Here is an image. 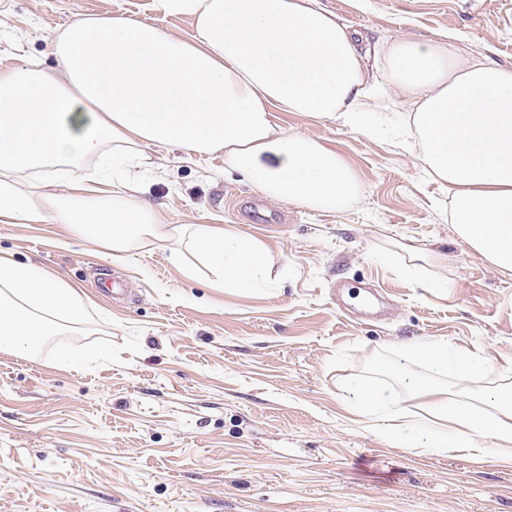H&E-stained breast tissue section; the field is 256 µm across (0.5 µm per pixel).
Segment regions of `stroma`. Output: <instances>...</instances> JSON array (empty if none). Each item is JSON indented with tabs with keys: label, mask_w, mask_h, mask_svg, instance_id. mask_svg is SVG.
<instances>
[{
	"label": "stroma",
	"mask_w": 512,
	"mask_h": 512,
	"mask_svg": "<svg viewBox=\"0 0 512 512\" xmlns=\"http://www.w3.org/2000/svg\"><path fill=\"white\" fill-rule=\"evenodd\" d=\"M369 43H454L512 67V0H319ZM151 0H0V67L56 68L51 36L80 14L134 13ZM332 145L359 188L342 210L272 203L221 156L142 148L143 199L171 224H218L275 257L271 288L245 294L189 279L170 243L121 261L54 219L1 224L0 256L77 288L81 324L37 356L0 353V512H512V463L405 447L351 412L344 386L369 377L416 410L424 399L376 364L416 341L486 356L464 382L492 401L512 382V274L464 244L448 188L390 135L367 137L288 113ZM121 280L127 300L102 284ZM73 362L60 360L61 351Z\"/></svg>",
	"instance_id": "obj_1"
}]
</instances>
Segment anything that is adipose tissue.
I'll use <instances>...</instances> for the list:
<instances>
[{
	"instance_id": "ef3b65f1",
	"label": "adipose tissue",
	"mask_w": 512,
	"mask_h": 512,
	"mask_svg": "<svg viewBox=\"0 0 512 512\" xmlns=\"http://www.w3.org/2000/svg\"><path fill=\"white\" fill-rule=\"evenodd\" d=\"M159 17L193 18L191 37L120 15H80L52 39L58 69L38 61L0 68V223L39 224L55 214L71 236L123 258L159 237L188 277L206 270L213 287L268 288L271 253L254 238L215 224L162 223L131 183L146 144L190 157L220 155L257 194L318 211L346 207L355 169L325 141L286 130L275 112L337 123L373 136L367 106L389 92L407 107L401 145L449 187L459 238L512 273V68L469 57L447 42L389 37L366 66L355 32L318 0H151ZM112 154L109 198L96 196L85 159ZM67 166V190L20 189L22 177ZM83 297L32 263L0 258V351L35 354L65 324L81 322ZM430 370L405 374L427 391L421 413L389 408L387 432L473 458L512 451V385L493 408L444 387L484 375V357L434 339L412 346Z\"/></svg>"
}]
</instances>
